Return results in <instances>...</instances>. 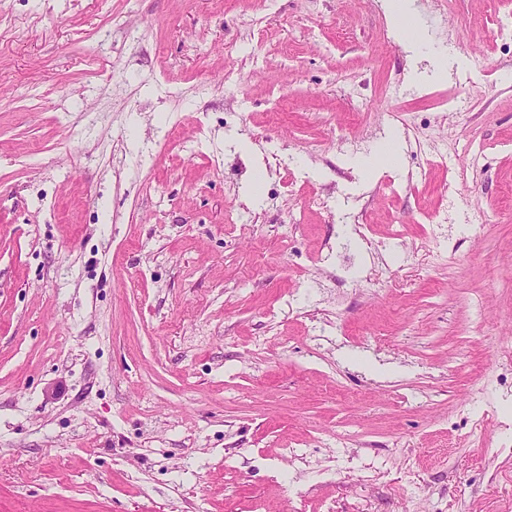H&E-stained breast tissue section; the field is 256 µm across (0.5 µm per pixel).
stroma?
<instances>
[{"instance_id": "obj_1", "label": "stroma", "mask_w": 512, "mask_h": 512, "mask_svg": "<svg viewBox=\"0 0 512 512\" xmlns=\"http://www.w3.org/2000/svg\"><path fill=\"white\" fill-rule=\"evenodd\" d=\"M450 13L0 0V512H512V0Z\"/></svg>"}]
</instances>
